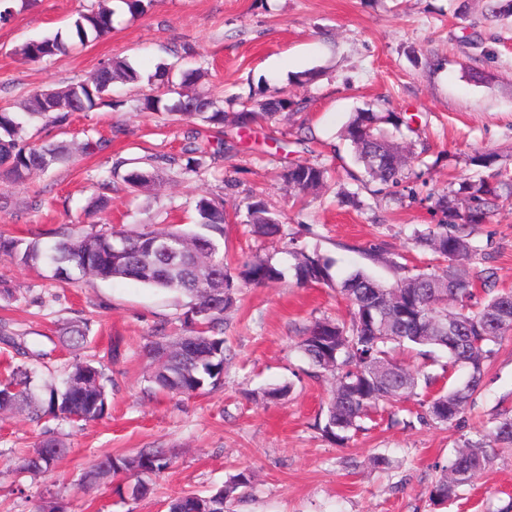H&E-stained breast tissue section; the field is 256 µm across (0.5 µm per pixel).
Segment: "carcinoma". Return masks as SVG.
Here are the masks:
<instances>
[{"mask_svg": "<svg viewBox=\"0 0 512 512\" xmlns=\"http://www.w3.org/2000/svg\"><path fill=\"white\" fill-rule=\"evenodd\" d=\"M108 0L79 15L65 32L23 43L16 53L40 61L68 52L100 38L112 30V10ZM139 71L127 60L112 58L103 63L87 81L61 92L36 91L20 103L21 111L0 109V182L19 184L36 172L67 162L73 152L63 143L36 140L29 127L34 121L63 129L75 112H92L112 104V85L136 82ZM289 107L303 108V101L273 96L246 101L229 114L215 107L205 93L180 94L170 108L187 118H198L219 136L224 135L228 116L233 125L245 128L257 121L272 119ZM409 127L399 112L381 110L353 113L342 137L353 147L357 162L373 182L387 187L401 186L406 161L399 149ZM184 170L194 172L203 164L205 152L198 141L189 142ZM492 153H477L470 164L485 173L475 180L464 179L458 188L435 199L445 220L414 231V241L437 255L440 265L404 276L387 285L363 270H355L340 282H333L330 266L317 254L295 253L292 267L299 285L324 284L336 289L349 303L347 321L315 322L301 337L298 348L317 368L332 374L336 387L326 405L322 431L337 442L350 439L385 405L397 400H414L421 408L419 419L439 424L458 420L479 391L487 362L505 336L512 333V291L494 292L484 285L485 297L477 298L466 267L479 255L478 247L465 229L484 224L494 212L512 203V178L495 167ZM155 160L123 176L131 188H143L156 180ZM281 177L296 196L303 197L329 188L328 170L321 165L296 163ZM194 228L189 231L168 227H146L140 231L113 229L74 237L66 225L54 232L51 249L42 238L17 239L0 232V254L23 265L46 259L56 265L63 282L72 272L101 281L132 280L175 297H189L192 306L186 317L188 333L149 347L153 387L172 396H190L195 391L213 390L224 382V338L216 336L223 325L224 312L236 302L237 289L247 285H270L285 278L282 268L269 260H247L238 267L224 261L219 239L224 237L226 214L222 202L203 196L195 206ZM251 232L260 237L281 235L280 214L263 202L247 206ZM66 339L74 350L88 344V329L82 324L65 328ZM411 346L427 356L436 351L446 354L448 384L435 388L436 376H420L391 356V351ZM467 370V377L453 379L456 369ZM102 369L88 361L71 366L62 387L41 382L26 366L17 365L0 378V414L26 412L34 420L51 415L86 424L102 419L108 411V395L102 382ZM37 447L48 449L40 460L34 454L22 459L14 469L17 477L48 471L68 452L57 438L45 436ZM458 453L430 490L437 506L458 497L459 488L471 481L491 460L495 448H512V414L501 413L480 438L464 442ZM170 458L162 448H143L134 455L105 456L87 472L91 480L107 469L114 475L136 478L140 496L149 491L145 476L164 472ZM252 474L240 472L224 486L202 496L186 492L173 498L168 512H192L200 503L212 512H230L228 507L244 503L251 496Z\"/></svg>", "mask_w": 512, "mask_h": 512, "instance_id": "1", "label": "carcinoma"}]
</instances>
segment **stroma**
<instances>
[{"label":"stroma","instance_id":"stroma-1","mask_svg":"<svg viewBox=\"0 0 512 512\" xmlns=\"http://www.w3.org/2000/svg\"><path fill=\"white\" fill-rule=\"evenodd\" d=\"M97 0H34L0 25V108L16 109L30 93L64 90L87 80L111 58L127 59L138 81L115 83L114 107L76 114L66 129L33 122L34 138L83 143L108 139L103 150L39 172L22 185L0 183V231L27 240H51L59 225L73 235L111 226L190 229L199 196L223 199L227 213L224 255L231 264L254 257L287 269L271 286H247L224 315V384L192 396L148 391V346L187 332L188 298L142 284L82 278L62 282L47 263L25 266L0 255V327L26 347L0 340V373L8 363L28 364L57 383L72 361L61 331L85 321L89 344L81 357L103 364L109 414L84 424L27 415L0 418V512H33L64 501L67 512H168L187 491L208 493L248 469L254 488L235 512H512V449H495L490 463L459 497L434 505L430 489L464 440L512 412V335L497 346L483 387L456 422H408L405 403L381 412L343 444L325 438L331 378L301 355L297 344L315 321L345 319L346 300L335 289L302 286L289 271L302 249L332 260L333 279L363 269L394 283L434 264L413 232L439 223L433 198L451 184L479 174L468 163L477 151L498 155L512 172V16L491 14V0H153L131 16L123 0H110L111 31L68 53L29 61L22 43L65 29ZM188 45L177 70L155 77L157 63L172 62L173 47ZM203 68L197 90L214 93L219 107L263 100L286 91L304 100L300 111H280L271 121L233 129L231 146L212 143L198 173L180 176L161 166L158 193H135L113 176L111 207L89 213L95 183L117 159L177 155L202 123L168 113L139 112L144 97L174 104L182 74ZM404 114L426 148L413 163L402 202L347 179L354 153L341 132L365 108ZM325 165L341 174L342 188L358 191L361 208L342 204L335 191L297 203L277 172L297 162ZM261 200L282 215L283 234L255 237L246 222L248 203ZM486 257L469 267L493 274L496 288L512 289V205L473 229ZM290 384L281 399L264 389ZM62 440L67 455L47 473L16 478L13 467L43 435ZM163 448L168 469L152 477L141 499L119 495L127 476L87 484L85 475L103 455L127 456ZM388 459L374 466V457Z\"/></svg>","mask_w":512,"mask_h":512}]
</instances>
